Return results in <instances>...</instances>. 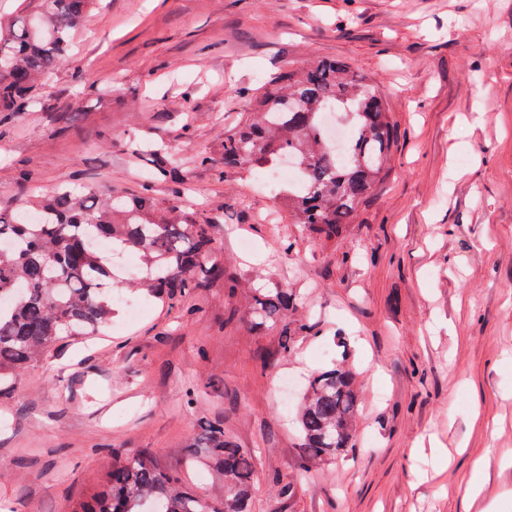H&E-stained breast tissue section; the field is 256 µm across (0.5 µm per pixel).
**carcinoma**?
Listing matches in <instances>:
<instances>
[{
	"instance_id": "carcinoma-1",
	"label": "carcinoma",
	"mask_w": 512,
	"mask_h": 512,
	"mask_svg": "<svg viewBox=\"0 0 512 512\" xmlns=\"http://www.w3.org/2000/svg\"><path fill=\"white\" fill-rule=\"evenodd\" d=\"M94 0H22L11 17L0 16V112H20L40 96L47 75L67 60L73 31L84 24ZM339 112L352 137L336 150L322 135L321 118ZM393 128L379 88L349 65L320 61L295 73L284 71L260 89L255 111L224 139L222 164L268 169L287 155L302 170V186L281 195L294 223L310 235L332 238L351 224L359 204L386 174ZM152 178L181 182L177 152L165 143L134 144ZM217 216L149 193L122 195L106 186L56 191L0 211V394L14 390L24 371L62 339L93 336L112 321V258L99 243L141 260L138 281L151 299L173 300L190 288L227 281L214 255ZM295 295L286 288H253L245 320L256 330H279L272 365L288 356L294 337L313 326L296 318ZM359 399L355 373L345 362L308 378L296 421L303 467L313 468L351 447ZM224 475V507L185 489L175 471L141 454L118 452L106 472L105 489L79 512H247L253 486L251 454L224 428L210 425L190 444Z\"/></svg>"
}]
</instances>
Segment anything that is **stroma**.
Segmentation results:
<instances>
[{
    "label": "stroma",
    "instance_id": "obj_1",
    "mask_svg": "<svg viewBox=\"0 0 512 512\" xmlns=\"http://www.w3.org/2000/svg\"><path fill=\"white\" fill-rule=\"evenodd\" d=\"M326 58L378 86L395 145L354 222L318 239L276 208L279 183L197 156L221 158L265 81ZM135 136L171 142L187 185L150 181ZM23 174L42 192L107 185L221 214L237 286L148 303L133 324L116 315L31 366L0 397L8 512H75L117 450L176 469L220 510L224 478L190 448L207 423L255 455L248 512L512 501V0H98L41 99L0 122L1 208L20 205ZM252 281L293 292L315 327L276 366L261 360L277 331L224 320ZM344 355L354 446L307 473L276 382Z\"/></svg>",
    "mask_w": 512,
    "mask_h": 512
}]
</instances>
